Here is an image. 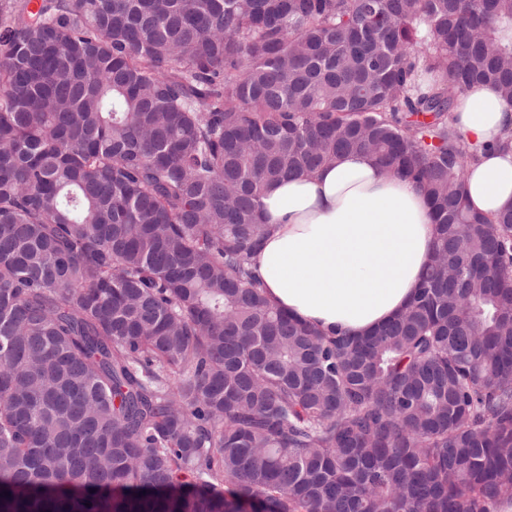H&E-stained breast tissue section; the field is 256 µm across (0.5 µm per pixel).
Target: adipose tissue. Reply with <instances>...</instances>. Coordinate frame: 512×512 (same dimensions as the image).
<instances>
[{"label": "adipose tissue", "mask_w": 512, "mask_h": 512, "mask_svg": "<svg viewBox=\"0 0 512 512\" xmlns=\"http://www.w3.org/2000/svg\"><path fill=\"white\" fill-rule=\"evenodd\" d=\"M454 115L476 153L466 180L472 206L489 215L512 206V103L479 85ZM261 212L273 227L254 258L266 296L322 332L358 338L409 305L436 235L420 188L360 155L265 187Z\"/></svg>", "instance_id": "ef3b65f1"}]
</instances>
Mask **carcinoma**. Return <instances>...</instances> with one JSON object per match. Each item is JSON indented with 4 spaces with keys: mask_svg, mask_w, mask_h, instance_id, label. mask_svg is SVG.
I'll return each instance as SVG.
<instances>
[{
    "mask_svg": "<svg viewBox=\"0 0 512 512\" xmlns=\"http://www.w3.org/2000/svg\"><path fill=\"white\" fill-rule=\"evenodd\" d=\"M512 103V0H29L0 14V512L512 503V207L453 107ZM367 154L424 191L364 339L273 306L261 191Z\"/></svg>",
    "mask_w": 512,
    "mask_h": 512,
    "instance_id": "carcinoma-1",
    "label": "carcinoma"
}]
</instances>
